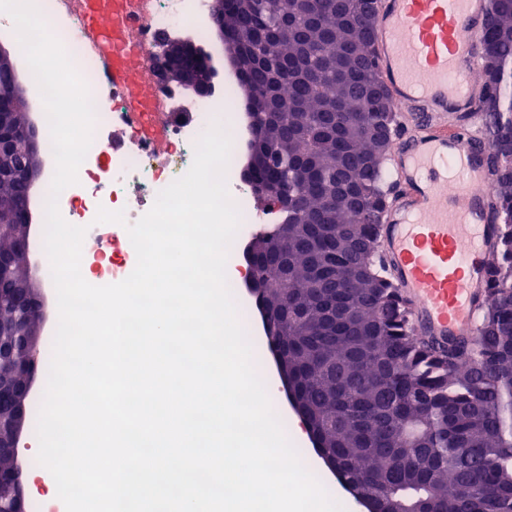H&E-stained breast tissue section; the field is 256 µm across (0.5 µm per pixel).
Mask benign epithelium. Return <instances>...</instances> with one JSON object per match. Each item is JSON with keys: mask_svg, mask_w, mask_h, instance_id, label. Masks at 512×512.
<instances>
[{"mask_svg": "<svg viewBox=\"0 0 512 512\" xmlns=\"http://www.w3.org/2000/svg\"><path fill=\"white\" fill-rule=\"evenodd\" d=\"M375 4L373 0H359L358 29L361 40L372 44ZM149 63L156 82L164 90L176 82L200 98L211 96L216 89L212 61L193 42L181 38L164 37L149 55ZM0 77L10 86V93L0 95V181L21 178L34 182L41 173L37 140L30 118L26 117V98L17 83L16 69L11 53L0 47ZM377 98L378 118L365 128L366 136L377 147L368 165L379 167L393 147L391 121L385 116L388 101L385 86L378 79L365 86ZM10 224H23L31 228L32 211L29 204L16 208L7 215ZM30 253V233L16 240L14 251L0 254V303L7 302L14 309L10 322H0V365L8 364L20 372L25 381L16 386L0 378V401H13L18 396L29 395L32 370L36 363L37 342L40 330L27 325L30 314L41 316L40 292L34 283L11 284L12 266L16 258H26ZM25 424V413L10 419L0 417V436L8 435V443L0 442V449L9 448L13 457L19 456V443ZM0 512H27L19 467L0 471Z\"/></svg>", "mask_w": 512, "mask_h": 512, "instance_id": "obj_1", "label": "benign epithelium"}]
</instances>
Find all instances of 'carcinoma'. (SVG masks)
Returning a JSON list of instances; mask_svg holds the SVG:
<instances>
[{"label": "carcinoma", "instance_id": "cac0c4a2", "mask_svg": "<svg viewBox=\"0 0 512 512\" xmlns=\"http://www.w3.org/2000/svg\"><path fill=\"white\" fill-rule=\"evenodd\" d=\"M224 25L252 31L297 12L298 0H266L254 12L230 11ZM311 18L280 29L271 53L238 71L245 95L270 113L267 139L288 142L301 181L269 168L262 179L280 193L258 202L279 210L271 229L253 237L248 255L267 335L296 409L321 455L369 512H512V5L491 13L483 55L501 59L499 76L483 78L480 110L500 222L489 246L486 288L475 336L442 345L415 334L398 289L376 268L377 212H353L361 190L380 189L381 170L360 167L345 184L336 164L356 144L345 118L371 115L355 95L336 100L320 69L351 36L345 19L357 0H312ZM32 187L0 184V211L31 199ZM288 231V250L276 240ZM366 266L361 279L353 271Z\"/></svg>", "mask_w": 512, "mask_h": 512}]
</instances>
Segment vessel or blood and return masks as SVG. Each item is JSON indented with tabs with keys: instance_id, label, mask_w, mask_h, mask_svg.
Segmentation results:
<instances>
[{
	"instance_id": "obj_1",
	"label": "vessel or blood",
	"mask_w": 512,
	"mask_h": 512,
	"mask_svg": "<svg viewBox=\"0 0 512 512\" xmlns=\"http://www.w3.org/2000/svg\"><path fill=\"white\" fill-rule=\"evenodd\" d=\"M81 30L93 44L124 49L131 36L111 8L83 0ZM491 0H377L375 58L401 117L392 161L396 182L382 217L387 273L415 332L439 340L474 335L495 215L492 176L479 136L457 121L476 112L480 38ZM140 56L112 68L133 93Z\"/></svg>"
}]
</instances>
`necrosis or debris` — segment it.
<instances>
[{
    "label": "necrosis or debris",
    "instance_id": "obj_1",
    "mask_svg": "<svg viewBox=\"0 0 512 512\" xmlns=\"http://www.w3.org/2000/svg\"><path fill=\"white\" fill-rule=\"evenodd\" d=\"M39 6L49 31L70 38V60L88 88L95 112L94 139L88 159L79 168L78 183L59 196L69 204L77 225L86 228L87 238L111 248L106 256L83 254L81 270L93 272L102 286L131 274L137 257L129 237L120 235L119 224L96 222L98 209L121 210L127 222L138 221L151 209L157 194L188 171L198 139L217 123L237 131L226 181L241 221L230 251L240 256L242 285L250 287V265L243 259L245 241L258 233L260 225L272 223L273 217L258 206L241 167L250 118L230 111L233 86H225L222 97L198 98L174 88L158 89L152 72L146 69L142 72V104L131 108L124 93L113 87L107 75L108 62L80 36V9L69 0H40ZM208 12V0H128L118 18L135 24L137 37L145 45L159 33L186 26L207 42L213 38ZM117 129L132 131V139L113 144L111 153H104L102 136Z\"/></svg>",
    "mask_w": 512,
    "mask_h": 512
}]
</instances>
